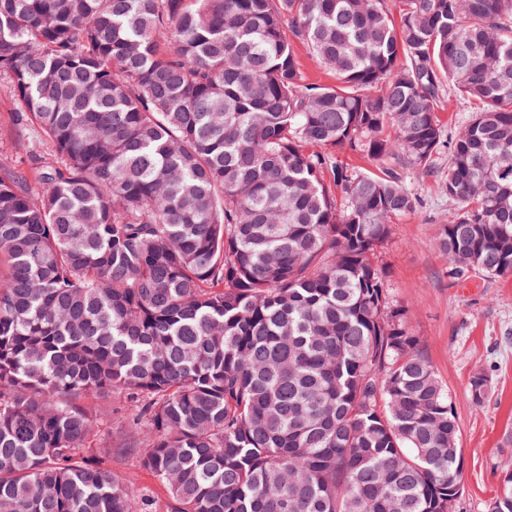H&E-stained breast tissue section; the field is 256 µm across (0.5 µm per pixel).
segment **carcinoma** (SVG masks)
<instances>
[{"mask_svg": "<svg viewBox=\"0 0 512 512\" xmlns=\"http://www.w3.org/2000/svg\"><path fill=\"white\" fill-rule=\"evenodd\" d=\"M397 2L0 0V512H149L114 404L166 512H451L459 424L374 256L446 146L448 273L512 275V0ZM293 49L305 76L306 83L328 87L336 85V76L319 64L304 45L294 42ZM0 82V156L9 158L15 155L17 143L15 130L8 119L10 112H20L21 108L9 90ZM471 109L467 102L462 98H453L452 101L444 103L443 108L438 112L439 120L448 132V128L452 130L458 129L462 123L471 114ZM112 473L118 475L128 488L141 497L150 499L152 512H165L167 503L166 489L160 485L152 474L144 469L136 455H113L109 466Z\"/></svg>", "mask_w": 512, "mask_h": 512, "instance_id": "1", "label": "carcinoma"}]
</instances>
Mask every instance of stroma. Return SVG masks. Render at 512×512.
I'll return each instance as SVG.
<instances>
[{
	"label": "stroma",
	"instance_id": "1",
	"mask_svg": "<svg viewBox=\"0 0 512 512\" xmlns=\"http://www.w3.org/2000/svg\"><path fill=\"white\" fill-rule=\"evenodd\" d=\"M448 167L440 155L431 174L408 182L420 206L392 220L378 248L391 302L400 307L438 379L447 388L463 450L462 494L455 512H489L502 488L503 466L512 463V276L455 280L437 238L453 207L440 189ZM490 377L482 403L470 395L476 371ZM110 467L136 495L148 496L152 512H165L167 492L137 456H114Z\"/></svg>",
	"mask_w": 512,
	"mask_h": 512
}]
</instances>
